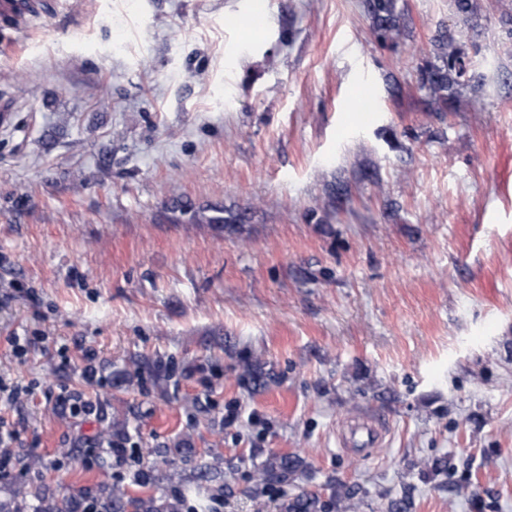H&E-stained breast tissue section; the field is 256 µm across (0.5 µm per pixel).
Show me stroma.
Instances as JSON below:
<instances>
[{"label":"stroma","instance_id":"1","mask_svg":"<svg viewBox=\"0 0 512 512\" xmlns=\"http://www.w3.org/2000/svg\"><path fill=\"white\" fill-rule=\"evenodd\" d=\"M34 2L0 17V380L27 391L0 512H108L116 486L512 512V0H397L387 42L366 0H268L253 35L228 20L256 0ZM442 28L472 65L431 112ZM85 348L104 384L77 418ZM358 417L386 423L365 454L336 441ZM99 456L112 461V468L125 470L124 472L134 481H142L145 472L141 469L131 470L128 468V461L132 455V448H126L125 444L120 442L108 443L106 448L103 446L95 448ZM302 466V460L295 456L273 457L262 468L258 469L255 479L265 483L270 479H286L288 474L294 473Z\"/></svg>","mask_w":512,"mask_h":512}]
</instances>
